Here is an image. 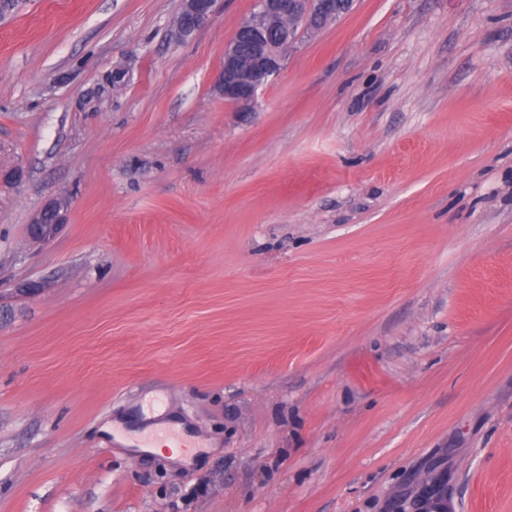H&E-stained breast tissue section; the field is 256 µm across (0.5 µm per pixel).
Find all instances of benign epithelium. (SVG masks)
<instances>
[{
    "instance_id": "benign-epithelium-1",
    "label": "benign epithelium",
    "mask_w": 512,
    "mask_h": 512,
    "mask_svg": "<svg viewBox=\"0 0 512 512\" xmlns=\"http://www.w3.org/2000/svg\"><path fill=\"white\" fill-rule=\"evenodd\" d=\"M215 0H182V7L169 30L176 42L190 38L210 18ZM351 0H255L251 15L238 27L232 40L224 47V68L219 72L216 88L224 100L241 106L253 103L281 71L286 52L293 39H282L271 47L268 30L271 24L286 20L313 25L321 19L335 21L346 13ZM131 71L118 65L105 76L106 90L126 85ZM67 204L51 200L39 210L29 236L36 242L47 243L58 233L63 222L62 211Z\"/></svg>"
}]
</instances>
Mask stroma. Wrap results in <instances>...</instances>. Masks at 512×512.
<instances>
[{"mask_svg": "<svg viewBox=\"0 0 512 512\" xmlns=\"http://www.w3.org/2000/svg\"><path fill=\"white\" fill-rule=\"evenodd\" d=\"M253 5L0 22V512H512V0H354L242 109ZM157 407L202 465L101 430ZM214 5L215 0H183L169 30L170 39L181 42L190 38L208 21ZM67 204L51 200L45 203L39 210L33 224H29V236L36 242L47 243L58 233L63 222L62 211Z\"/></svg>", "mask_w": 512, "mask_h": 512, "instance_id": "1", "label": "stroma"}]
</instances>
